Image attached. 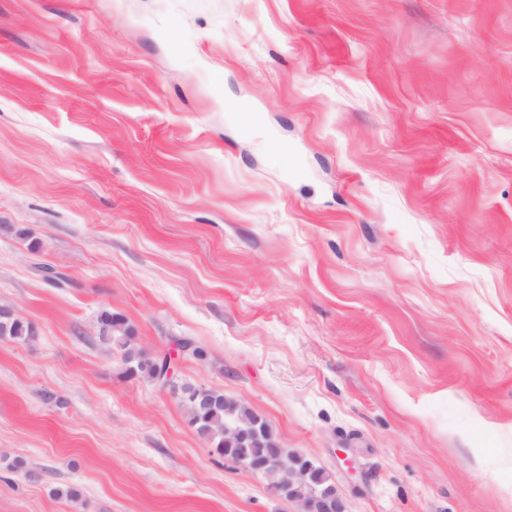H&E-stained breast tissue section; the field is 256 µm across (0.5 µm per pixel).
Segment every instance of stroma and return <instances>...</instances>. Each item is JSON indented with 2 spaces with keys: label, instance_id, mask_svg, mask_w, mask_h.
Listing matches in <instances>:
<instances>
[{
  "label": "stroma",
  "instance_id": "stroma-1",
  "mask_svg": "<svg viewBox=\"0 0 512 512\" xmlns=\"http://www.w3.org/2000/svg\"><path fill=\"white\" fill-rule=\"evenodd\" d=\"M0 305V512H300L184 382L346 512H512V0H0ZM9 307L0 309V339L16 342H27L33 339L34 329L30 322L24 319H15L9 316ZM5 335V336H2ZM100 321V338L120 354L125 376L150 380L156 357L148 355L138 347L134 329L130 335L125 336L132 329L131 324L123 316L108 310H103L98 315L97 322ZM130 336H136V342L130 341ZM180 392H183L185 401H191L201 394L211 397L213 402L202 415H200V411L205 407L203 401L185 402V407L190 419H196L200 415L196 423L189 424L210 444L217 455L227 457L235 463L238 462L242 468L264 476L269 481L271 489L288 488V495L282 490L279 493L300 503L301 512L316 510H320L319 512H346L344 502L333 484L324 486L315 500L310 499L311 462L300 454L279 450L260 461L248 459L238 461V454L259 459L276 449H283L278 447L279 441L264 418L260 417L266 433L265 448H246L259 445L263 433L260 419L255 414H244L237 418L234 434L235 442L242 448H237V451L235 448H230L229 453H224V444L229 439V436H224V421L230 422L239 414L252 412L249 406L244 403H236L239 401L225 397L224 393L218 390L193 384L181 385ZM229 402L236 404H228ZM313 506H315V510L312 509Z\"/></svg>",
  "mask_w": 512,
  "mask_h": 512
}]
</instances>
